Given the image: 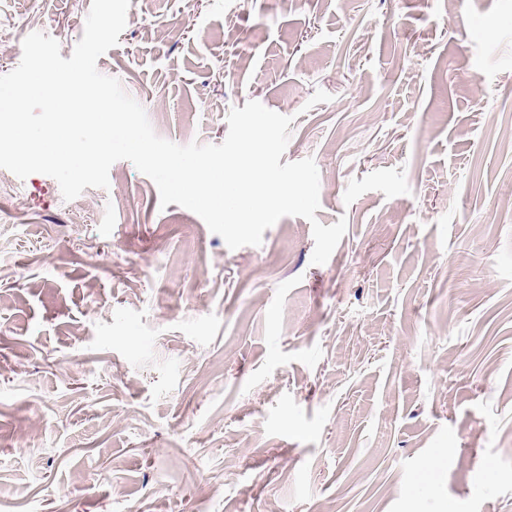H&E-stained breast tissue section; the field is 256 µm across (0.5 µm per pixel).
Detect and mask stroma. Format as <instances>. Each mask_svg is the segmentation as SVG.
<instances>
[{
    "instance_id": "stroma-1",
    "label": "stroma",
    "mask_w": 512,
    "mask_h": 512,
    "mask_svg": "<svg viewBox=\"0 0 512 512\" xmlns=\"http://www.w3.org/2000/svg\"><path fill=\"white\" fill-rule=\"evenodd\" d=\"M90 6L0 0V75ZM97 68L179 145L291 116L347 230L1 170L0 512H512V0H143Z\"/></svg>"
}]
</instances>
